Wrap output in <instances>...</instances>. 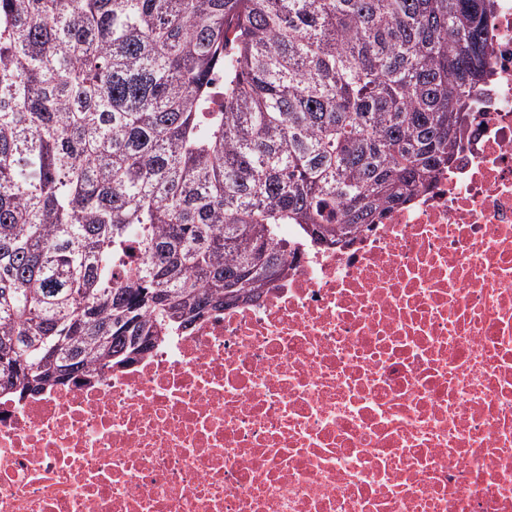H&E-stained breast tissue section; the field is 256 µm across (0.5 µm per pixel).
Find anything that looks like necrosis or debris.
<instances>
[{"mask_svg":"<svg viewBox=\"0 0 512 512\" xmlns=\"http://www.w3.org/2000/svg\"><path fill=\"white\" fill-rule=\"evenodd\" d=\"M447 171L120 372L0 401V512H512V0Z\"/></svg>","mask_w":512,"mask_h":512,"instance_id":"4bbe7bcc","label":"necrosis or debris"}]
</instances>
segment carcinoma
Here are the masks:
<instances>
[{
  "label": "carcinoma",
  "mask_w": 512,
  "mask_h": 512,
  "mask_svg": "<svg viewBox=\"0 0 512 512\" xmlns=\"http://www.w3.org/2000/svg\"><path fill=\"white\" fill-rule=\"evenodd\" d=\"M495 0H0V395L125 368L462 149ZM224 73L215 88L212 75Z\"/></svg>",
  "instance_id": "cac0c4a2"
}]
</instances>
